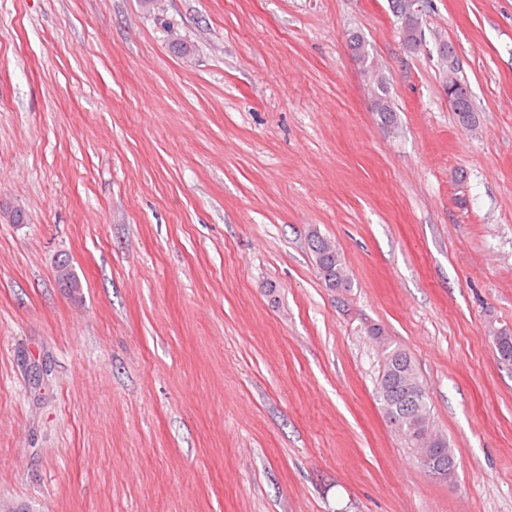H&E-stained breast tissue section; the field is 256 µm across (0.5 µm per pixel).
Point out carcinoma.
<instances>
[{
    "label": "carcinoma",
    "instance_id": "1",
    "mask_svg": "<svg viewBox=\"0 0 512 512\" xmlns=\"http://www.w3.org/2000/svg\"><path fill=\"white\" fill-rule=\"evenodd\" d=\"M392 7L401 19L402 38L411 50L420 42L419 15L410 10L408 0H392ZM350 47L367 70H375V64L364 39L357 33L349 34ZM458 89L451 109L464 127L475 125V108L467 85L457 81ZM374 111L384 124L394 120L390 104L387 78L376 73L372 85ZM308 246L325 287L348 292L353 288L352 279L336 245L316 229L308 233ZM382 371L377 383V400L387 422L397 421V435L405 448L413 450L424 427L434 425L431 402L421 381L411 355L392 340L380 347Z\"/></svg>",
    "mask_w": 512,
    "mask_h": 512
}]
</instances>
